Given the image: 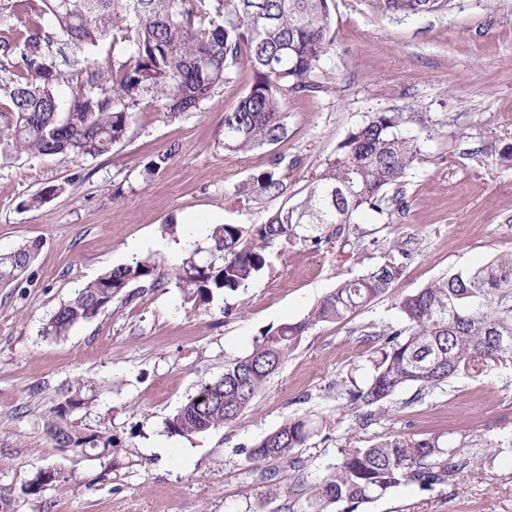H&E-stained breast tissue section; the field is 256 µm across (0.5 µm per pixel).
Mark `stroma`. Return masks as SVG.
I'll return each instance as SVG.
<instances>
[{
  "instance_id": "obj_1",
  "label": "stroma",
  "mask_w": 512,
  "mask_h": 512,
  "mask_svg": "<svg viewBox=\"0 0 512 512\" xmlns=\"http://www.w3.org/2000/svg\"><path fill=\"white\" fill-rule=\"evenodd\" d=\"M333 30L329 88L288 98V137L278 147L224 149V112L253 82L245 67L178 118L133 107L127 137L103 156L0 161V252L42 243L28 280L0 287V504L9 512H288L339 449L434 435L499 454L457 485L402 486L356 512H512V365H491L425 395L404 387L367 423L336 391L341 380L367 383L376 347L370 336L400 324L402 297L512 252V166L499 161L512 146V0H448L441 11L401 21L374 15L365 0H335ZM406 106L432 120L422 159L403 180L409 207L361 218L360 247H278L260 277L205 308L184 303L169 284L113 304L65 337L45 334L60 303L103 270L136 259L171 270L168 247L188 235L189 219L266 223L306 194L353 127ZM276 151L294 162L284 172L286 193L246 201L238 186ZM161 154L168 162L147 172ZM50 185L63 193L22 208ZM394 244L414 256L389 292L345 321L310 328L234 422L205 433L166 432V419L265 331L306 318L339 282L383 264ZM80 383L97 397L71 423L116 438L111 456L55 447L46 432L61 393ZM291 417L311 428L296 466L247 465L243 448ZM45 467L78 482L24 494Z\"/></svg>"
}]
</instances>
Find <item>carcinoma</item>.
Here are the masks:
<instances>
[{"mask_svg":"<svg viewBox=\"0 0 512 512\" xmlns=\"http://www.w3.org/2000/svg\"><path fill=\"white\" fill-rule=\"evenodd\" d=\"M49 25L14 27L30 0H14L0 12V27L13 36L0 39V112L11 114L0 130V159L22 153L97 157L124 140L132 115L117 103L145 99L166 118L199 107L237 69L254 72L249 90L224 111V150L246 152L278 145L287 138L285 100L314 98L330 83L326 60L334 50L333 0H40ZM371 10L391 19L436 12L445 0H368ZM129 22L126 47L112 58V89L98 87L100 72L92 53L109 34L113 15ZM79 92L66 112L59 111L55 89L72 73ZM427 130L417 112L388 109L372 113L338 146L336 157L316 175L305 196L278 210L256 227L214 224L205 239L167 276L148 260L113 266L88 282L49 317L45 333L64 337L81 322L96 318L112 303H128L133 289L171 282L184 302L200 308L215 297L246 288L268 267L277 244L313 247L336 239L340 249L357 244L351 224L363 211L391 215L407 202L399 186L420 159L418 136L409 124ZM284 154L238 187L247 200L276 199L286 192ZM64 187L48 186L21 202L34 208ZM40 243L25 241L0 254V286L20 287ZM412 252L401 250L365 273L339 283L304 320L268 330L253 351L225 365L224 374L201 385L165 422L171 435L203 433L233 422L266 385L286 353L316 323L347 318L387 293ZM404 325L374 333L379 342L373 372L363 387L340 385L357 407L382 406L395 392L415 385L425 392L490 363L512 364V253L476 268L460 269L398 303ZM95 400L79 385L52 407L46 431L57 448L108 456L116 440L85 436L71 416ZM310 435L307 421L289 418L253 448L245 460L269 459L295 465L294 451ZM502 448H454L440 438H394L365 448H344L336 464L315 485L308 505L325 512L331 504L353 505L384 497L401 486L430 491L454 485Z\"/></svg>","mask_w":512,"mask_h":512,"instance_id":"carcinoma-1","label":"carcinoma"}]
</instances>
